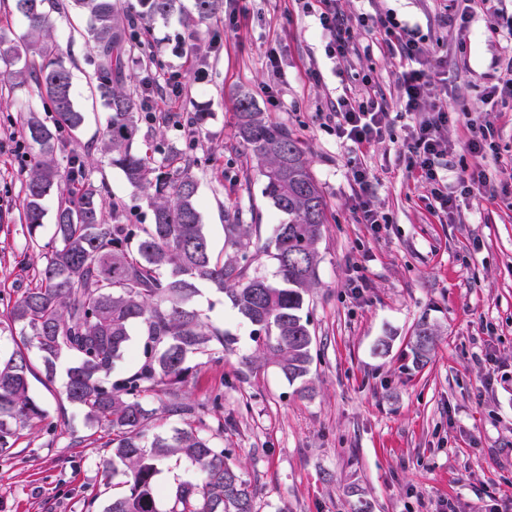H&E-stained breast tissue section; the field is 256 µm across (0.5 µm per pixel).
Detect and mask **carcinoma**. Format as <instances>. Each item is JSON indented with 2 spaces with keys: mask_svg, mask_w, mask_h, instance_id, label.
<instances>
[{
  "mask_svg": "<svg viewBox=\"0 0 512 512\" xmlns=\"http://www.w3.org/2000/svg\"><path fill=\"white\" fill-rule=\"evenodd\" d=\"M139 2L145 11L138 23L120 0H73L90 16L94 75L109 112L102 151L131 186L146 193L150 224L107 222L101 202L107 185L90 180L92 162L80 156L64 168L56 162L63 135L76 134L85 121L74 102L70 68L50 37L57 0H15L27 33L5 48L0 39L8 78L31 88L55 112L51 128L33 113L22 124L41 155L24 186L22 215L44 263L7 312L13 348L0 356V455L13 448L18 430L44 417L30 395L29 378L36 373L29 353L35 351L49 382L59 361L71 362L56 396L58 407L79 409L88 426L106 437L104 447L111 453L102 461L104 476L127 477L128 490L112 497L103 512H254L251 484L209 434L208 406L179 399L191 360L205 356L219 363L234 344L191 301L202 282L225 294L253 327L255 352L245 365L253 370L273 365L290 382L305 378L313 335L301 311L304 294L317 280L326 202L299 141L244 95L235 112L238 137L257 162L262 196L288 221L263 241L259 225L229 215L224 257L213 255L193 166L173 152L156 160L133 149L143 103L123 88L126 61L134 37L149 35L153 19L180 7V0ZM195 11L191 22H206L224 12V0H195ZM53 194L58 195L55 230L41 245L37 231L44 201ZM261 253L276 263L271 278L251 271ZM134 324L143 339L142 363L112 382V364L125 352ZM434 336L427 322L418 323L416 362H428ZM150 395L158 398V407L146 406ZM170 416L184 418V426L148 435ZM172 457L191 461L199 478L179 484L163 511L155 477Z\"/></svg>",
  "mask_w": 512,
  "mask_h": 512,
  "instance_id": "cac0c4a2",
  "label": "carcinoma"
}]
</instances>
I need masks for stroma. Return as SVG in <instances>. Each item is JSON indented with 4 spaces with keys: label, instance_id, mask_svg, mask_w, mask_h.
<instances>
[{
    "label": "stroma",
    "instance_id": "stroma-1",
    "mask_svg": "<svg viewBox=\"0 0 512 512\" xmlns=\"http://www.w3.org/2000/svg\"><path fill=\"white\" fill-rule=\"evenodd\" d=\"M152 23V38L132 50L126 86L137 97L162 101L169 77L183 88L167 115L143 119L141 142L154 157L178 151L194 161L204 233L215 254L224 252V214L269 238L283 222L263 198L256 161L235 135L241 95L299 138L326 201L317 285L302 314L315 336L300 393L272 366L242 362L255 349L252 327L229 299L201 287L193 304L214 327L235 340L222 362H192L181 398L202 403L221 396L209 415L214 439L242 467L254 487V512H512V208L471 191L452 214L430 205L428 184L408 171L406 143L414 123L401 106L405 61L389 51L383 29L366 17L392 16L412 30L423 56L445 79L432 96L452 117L443 131L452 150L448 177L481 167L512 166V107L486 105V78L504 72L512 45L486 30L480 0L466 28L439 19L445 0H338L349 28L346 57L326 52V40L304 0H224V12L188 25L187 8ZM89 19L74 6L52 11L51 35L72 71L74 100L86 116L75 137L56 151L92 157L94 182L106 183L105 207L126 224H148L145 194L101 153L106 108L93 77ZM201 52L189 56L188 44ZM369 87L390 105L388 132L371 146L339 138L328 114L341 97ZM205 111L202 128L185 126ZM27 112L46 125L54 114L25 87L0 79V349L11 350L6 311L37 259V244L54 233L57 196L44 202L36 236L20 220L22 185L36 161L19 155L12 139ZM497 131L498 154L482 158L462 148L467 116ZM369 177L360 191L353 167ZM383 216L360 221L359 202ZM436 330L426 364L414 359L410 338L419 322ZM387 350H379V341ZM65 379L37 376L31 394L43 420L20 429L10 457L0 459V512H101L112 495L99 462L106 450L82 412L59 410ZM84 441L71 445L65 429Z\"/></svg>",
    "mask_w": 512,
    "mask_h": 512
}]
</instances>
